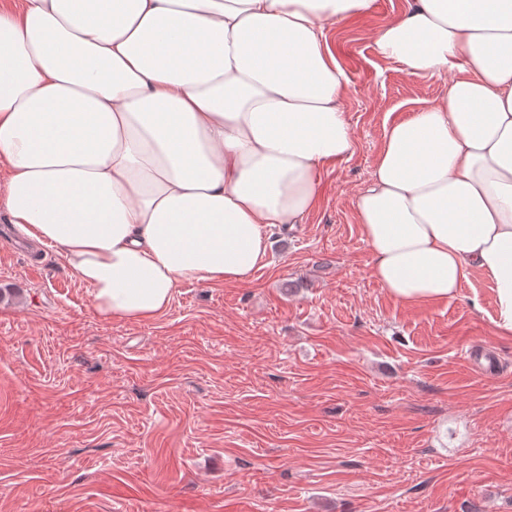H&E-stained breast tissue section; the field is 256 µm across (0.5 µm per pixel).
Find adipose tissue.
Returning a JSON list of instances; mask_svg holds the SVG:
<instances>
[{"label": "adipose tissue", "mask_w": 512, "mask_h": 512, "mask_svg": "<svg viewBox=\"0 0 512 512\" xmlns=\"http://www.w3.org/2000/svg\"><path fill=\"white\" fill-rule=\"evenodd\" d=\"M373 0H0V213L106 317L252 281L352 155L325 31ZM374 44L441 98L387 128L356 196L370 271L412 307L472 270L512 338V0H405Z\"/></svg>", "instance_id": "obj_1"}]
</instances>
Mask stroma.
<instances>
[{
	"instance_id": "obj_1",
	"label": "stroma",
	"mask_w": 512,
	"mask_h": 512,
	"mask_svg": "<svg viewBox=\"0 0 512 512\" xmlns=\"http://www.w3.org/2000/svg\"><path fill=\"white\" fill-rule=\"evenodd\" d=\"M402 6L328 28L354 152L303 223L269 228L249 284L186 283L152 319H107L0 219V512H512L491 284L475 270L453 299L401 305L356 216L386 129L446 88L378 54Z\"/></svg>"
}]
</instances>
